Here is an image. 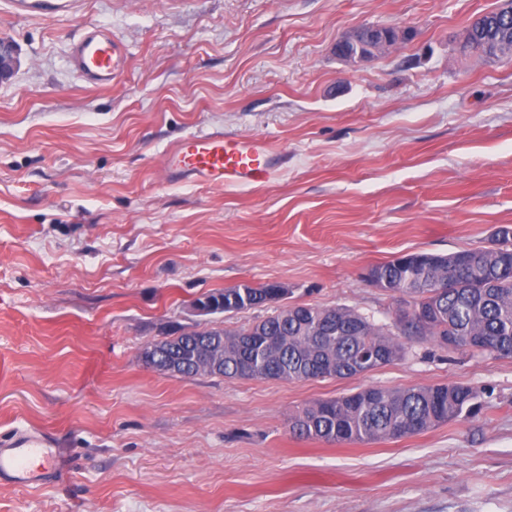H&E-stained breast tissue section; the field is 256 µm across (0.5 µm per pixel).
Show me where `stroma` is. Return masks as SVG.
<instances>
[{"label":"stroma","instance_id":"stroma-1","mask_svg":"<svg viewBox=\"0 0 512 512\" xmlns=\"http://www.w3.org/2000/svg\"><path fill=\"white\" fill-rule=\"evenodd\" d=\"M499 0H83L14 16L0 40V446L39 434L61 485L0 482V512H512V358L415 346L345 380L163 375L142 346L239 329L273 305L205 314L197 298L278 282L285 304L394 324L367 269L492 246L512 226V58L462 54ZM87 25L128 49L111 89L68 63ZM412 30L346 63L347 31ZM262 135L268 183L170 181L164 154L200 131ZM461 383L486 402L418 435L336 446L298 408L370 385Z\"/></svg>","mask_w":512,"mask_h":512}]
</instances>
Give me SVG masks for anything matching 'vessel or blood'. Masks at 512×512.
I'll return each instance as SVG.
<instances>
[{
	"label": "vessel or blood",
	"instance_id": "b4317fda",
	"mask_svg": "<svg viewBox=\"0 0 512 512\" xmlns=\"http://www.w3.org/2000/svg\"><path fill=\"white\" fill-rule=\"evenodd\" d=\"M14 14L61 16L74 0H10ZM127 57L126 46L110 29L86 26L74 40L68 59L80 80L91 88H108L117 81ZM279 152L267 139L222 132L198 133L167 150L165 171L178 181L212 186L267 183L278 169ZM64 463L47 438L23 434L0 448V481L20 486L58 481Z\"/></svg>",
	"mask_w": 512,
	"mask_h": 512
}]
</instances>
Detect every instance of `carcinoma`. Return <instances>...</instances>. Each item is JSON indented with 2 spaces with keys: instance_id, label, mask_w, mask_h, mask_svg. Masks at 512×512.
Segmentation results:
<instances>
[{
  "instance_id": "carcinoma-1",
  "label": "carcinoma",
  "mask_w": 512,
  "mask_h": 512,
  "mask_svg": "<svg viewBox=\"0 0 512 512\" xmlns=\"http://www.w3.org/2000/svg\"><path fill=\"white\" fill-rule=\"evenodd\" d=\"M485 18L482 32L469 27L465 52L486 58L512 54V29ZM383 290L396 294L401 337L353 308L294 305L288 311L230 331L210 328L164 339L168 351L193 377L198 364L194 337L212 336L224 350L220 376L242 377L252 363L254 380L347 379L401 360L415 342L434 341L454 350L512 357V228L493 233V246L446 255L410 253L370 267ZM275 284H243L197 299L212 313L263 306ZM484 409L470 386L437 384L390 388L368 386L329 400L306 404L291 417L300 437L343 445L413 436L448 420L473 418Z\"/></svg>"
}]
</instances>
